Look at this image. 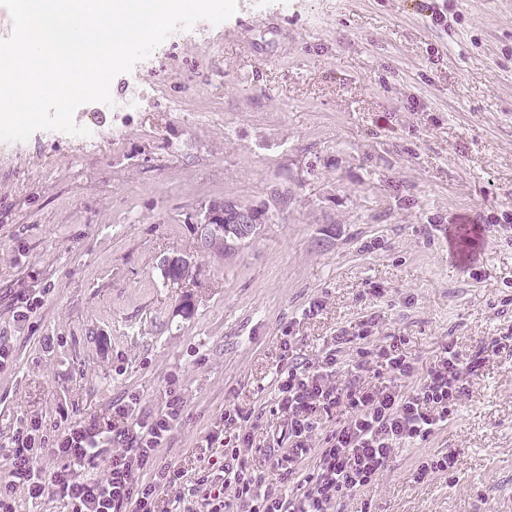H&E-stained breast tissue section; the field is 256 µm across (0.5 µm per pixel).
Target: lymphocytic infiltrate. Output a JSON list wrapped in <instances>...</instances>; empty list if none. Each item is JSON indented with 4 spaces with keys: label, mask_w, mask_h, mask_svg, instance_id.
Listing matches in <instances>:
<instances>
[{
    "label": "lymphocytic infiltrate",
    "mask_w": 512,
    "mask_h": 512,
    "mask_svg": "<svg viewBox=\"0 0 512 512\" xmlns=\"http://www.w3.org/2000/svg\"><path fill=\"white\" fill-rule=\"evenodd\" d=\"M346 342L336 337L316 363L277 371L290 445L267 455L263 466L251 463V433H240L235 446L225 449L222 465L186 480L181 469L157 462L180 422V399L146 414L131 398L113 405L110 420L68 425L52 440L36 420L17 429L0 444L10 461L0 480V512H17L21 495L31 501L58 497L68 512H192L196 504L203 512H333L338 499L375 483L396 449L422 444L446 426L468 394L469 376L482 364L480 355L464 357L450 347L419 379L395 336L377 351L387 379L364 387L358 378L368 369V354L360 352L351 366H342L337 352ZM412 377L415 387L404 389ZM336 411L345 421L319 435L322 418ZM47 451L59 462L49 474L39 464ZM103 457L104 476H89ZM307 460L310 472L299 474ZM290 479L295 486L288 492L283 485ZM228 487L234 492L230 500L224 495Z\"/></svg>",
    "instance_id": "obj_1"
}]
</instances>
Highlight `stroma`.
<instances>
[{
	"mask_svg": "<svg viewBox=\"0 0 512 512\" xmlns=\"http://www.w3.org/2000/svg\"><path fill=\"white\" fill-rule=\"evenodd\" d=\"M238 0L205 39L173 35L78 107L95 142H0V443L47 438L139 398L185 402L166 463L222 461L229 405L259 453L288 445L275 373L388 337L417 376L445 347L482 352L428 442L393 453L335 512H512V0ZM288 194L232 257L200 252L188 213ZM164 255L192 257L175 286ZM40 300L17 322L20 296ZM318 311H310V304ZM290 332V348L280 338ZM452 470L416 481L422 458Z\"/></svg>",
	"mask_w": 512,
	"mask_h": 512,
	"instance_id": "obj_1",
	"label": "stroma"
}]
</instances>
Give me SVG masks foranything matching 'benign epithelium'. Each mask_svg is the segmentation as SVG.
<instances>
[{
  "mask_svg": "<svg viewBox=\"0 0 512 512\" xmlns=\"http://www.w3.org/2000/svg\"><path fill=\"white\" fill-rule=\"evenodd\" d=\"M287 206L286 192L278 193L270 202L213 198L195 210L190 223L204 252L228 257L259 236L267 219Z\"/></svg>",
  "mask_w": 512,
  "mask_h": 512,
  "instance_id": "7a95c632",
  "label": "benign epithelium"
}]
</instances>
